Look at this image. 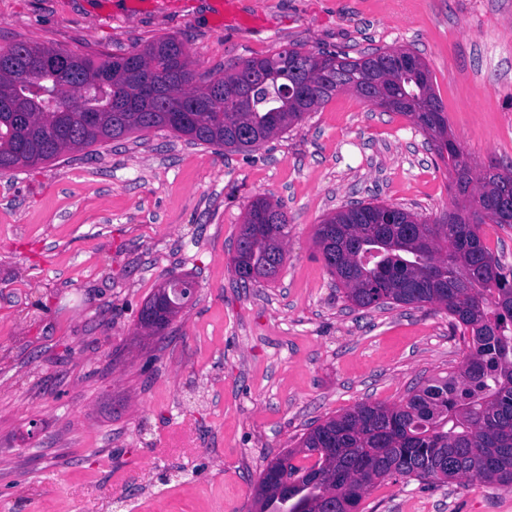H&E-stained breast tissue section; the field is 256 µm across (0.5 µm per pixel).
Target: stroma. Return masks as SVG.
<instances>
[{
  "instance_id": "obj_1",
  "label": "stroma",
  "mask_w": 512,
  "mask_h": 512,
  "mask_svg": "<svg viewBox=\"0 0 512 512\" xmlns=\"http://www.w3.org/2000/svg\"><path fill=\"white\" fill-rule=\"evenodd\" d=\"M164 36L198 86L293 47L409 49L472 164L512 163V0H0L3 50ZM449 183L409 117L350 91L249 151L153 129L0 175V512H254L268 460L311 425L457 370L444 310L353 308L315 244L353 201L439 218ZM260 196L288 217L286 259L244 288L228 260ZM173 275L195 295L143 335ZM359 512H512V490L388 480ZM190 280L189 286L176 294L172 292L167 293L166 289L159 287L145 302L140 312V328L149 335H162L172 320L177 317L193 297L196 282L192 279Z\"/></svg>"
}]
</instances>
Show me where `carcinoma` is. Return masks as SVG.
I'll return each instance as SVG.
<instances>
[{"mask_svg": "<svg viewBox=\"0 0 512 512\" xmlns=\"http://www.w3.org/2000/svg\"><path fill=\"white\" fill-rule=\"evenodd\" d=\"M139 52L138 73L125 55H77L24 41L1 50L0 173L160 128L193 144L244 150L287 131L334 94L369 83L385 111L412 118L428 134L458 200L432 222L394 207L395 223L376 224L372 213L380 205L357 203L318 225L324 265L352 304L438 305L460 330L466 353L458 371L412 390L398 405L357 404L311 427L296 447L267 462L257 512H293L296 503L324 512L328 501L356 508L377 483L397 477L512 488V268L478 234L481 224L512 226V169L491 163L476 173L448 145V117L428 64L401 73L395 49L354 58L292 48L195 87L177 38L149 41ZM143 77L154 87L151 97L141 96ZM289 80L309 83L310 96L282 95ZM287 234L281 207L256 198L230 260L236 280L275 279ZM195 288L193 281L176 294L157 289L140 312V328L163 334ZM297 454L315 462L288 464L293 482L285 498L270 473Z\"/></svg>", "mask_w": 512, "mask_h": 512, "instance_id": "1", "label": "carcinoma"}]
</instances>
